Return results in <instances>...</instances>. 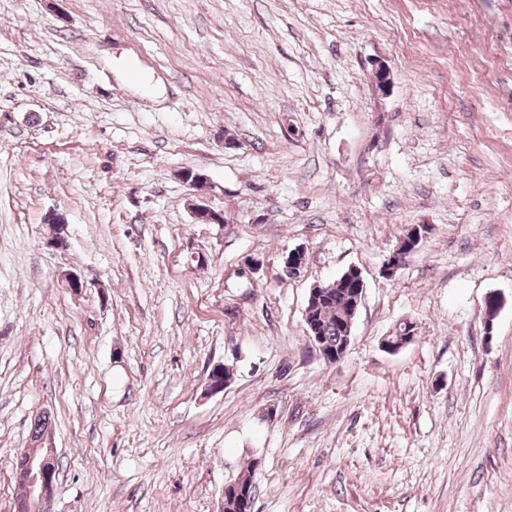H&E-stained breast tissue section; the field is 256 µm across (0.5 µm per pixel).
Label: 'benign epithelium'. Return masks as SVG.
<instances>
[{"instance_id":"1","label":"benign epithelium","mask_w":512,"mask_h":512,"mask_svg":"<svg viewBox=\"0 0 512 512\" xmlns=\"http://www.w3.org/2000/svg\"><path fill=\"white\" fill-rule=\"evenodd\" d=\"M183 180L194 189V194L203 197L207 189V178L199 173L187 171ZM349 280L354 282L353 308H358L365 294V282L356 268L347 270ZM225 367L216 366L208 375V390L211 393L224 391L229 380L224 377ZM51 425L42 426L29 445L17 453L18 469L24 476L25 496L22 512H46L57 491V458L51 437ZM224 491L233 496L243 512H250L254 500V485L245 483L241 478L229 482Z\"/></svg>"}]
</instances>
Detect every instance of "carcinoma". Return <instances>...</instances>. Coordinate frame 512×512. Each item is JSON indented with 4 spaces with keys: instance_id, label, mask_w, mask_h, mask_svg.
I'll return each mask as SVG.
<instances>
[{
    "instance_id": "carcinoma-1",
    "label": "carcinoma",
    "mask_w": 512,
    "mask_h": 512,
    "mask_svg": "<svg viewBox=\"0 0 512 512\" xmlns=\"http://www.w3.org/2000/svg\"><path fill=\"white\" fill-rule=\"evenodd\" d=\"M322 296L327 298V302L306 309L308 317L305 323L315 325L324 355H339L347 342L350 321L354 319L351 290L336 280L322 287Z\"/></svg>"
}]
</instances>
